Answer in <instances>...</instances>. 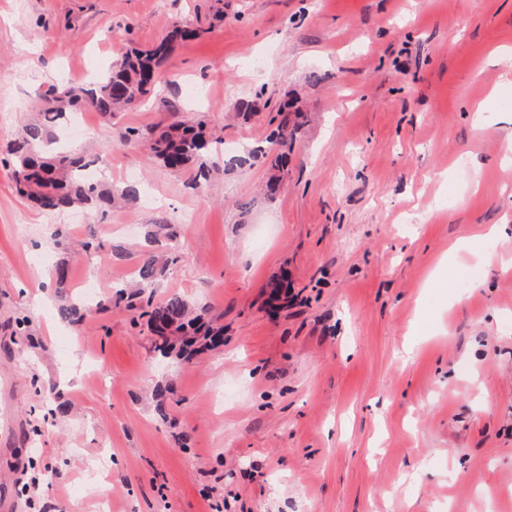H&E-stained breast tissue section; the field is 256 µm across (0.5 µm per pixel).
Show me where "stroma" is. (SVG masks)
Wrapping results in <instances>:
<instances>
[{"mask_svg": "<svg viewBox=\"0 0 512 512\" xmlns=\"http://www.w3.org/2000/svg\"><path fill=\"white\" fill-rule=\"evenodd\" d=\"M175 21L199 35L166 83L109 119L85 108L74 134L140 199L103 217L31 207L6 159L36 95ZM284 100L300 127L270 200V162L223 149L264 146ZM1 112L0 500L15 512H512V241L484 236L512 225V0H0ZM200 113L217 151L199 190L122 143ZM162 220L180 235L159 295L224 325L179 366L124 310L61 321L52 281L63 260L72 295L92 279L106 298ZM92 237L119 255L86 251ZM465 241L499 263L452 260ZM57 401L69 413L46 418Z\"/></svg>", "mask_w": 512, "mask_h": 512, "instance_id": "35a3bbf8", "label": "stroma"}]
</instances>
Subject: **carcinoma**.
<instances>
[{"label": "carcinoma", "mask_w": 512, "mask_h": 512, "mask_svg": "<svg viewBox=\"0 0 512 512\" xmlns=\"http://www.w3.org/2000/svg\"><path fill=\"white\" fill-rule=\"evenodd\" d=\"M196 36V30L175 22L165 38L148 48L132 49L103 76L88 83L47 89L41 95L42 118L25 125L21 138L8 151V164L12 166L19 194L49 213L88 207L103 216L117 200H138L141 189L136 183L126 184L116 194L110 181L85 179L83 170L90 162L79 151L61 145L54 128L68 113L84 105L107 117L136 103L163 81L161 66L176 45ZM278 117L279 122L266 139L267 146L248 152L237 163L256 162L272 150L278 151V161L286 159L296 125L291 123L286 105L278 109ZM206 126V121L199 117L153 132L149 137L150 154L164 168L178 171L197 166L191 183L194 189L201 186L200 180L209 173L212 139ZM167 267L168 262L157 256L143 254L135 291L129 293L127 285L116 284L107 304L133 312V323L146 326L153 351L160 359L189 362L200 352L218 345L216 337L224 335V327L215 325L203 313L193 314L188 302L179 295L155 299V288L165 277ZM53 276L60 319L71 325L82 324L91 310L70 296L68 266L63 262L56 264Z\"/></svg>", "instance_id": "1"}]
</instances>
